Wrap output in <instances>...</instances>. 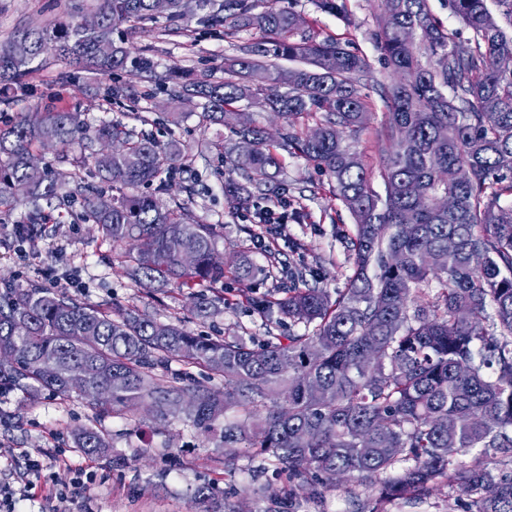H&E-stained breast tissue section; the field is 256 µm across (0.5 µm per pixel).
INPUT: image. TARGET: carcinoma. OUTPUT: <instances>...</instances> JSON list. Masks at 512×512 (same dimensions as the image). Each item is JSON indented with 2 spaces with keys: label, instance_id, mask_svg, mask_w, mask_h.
<instances>
[{
  "label": "carcinoma",
  "instance_id": "1",
  "mask_svg": "<svg viewBox=\"0 0 512 512\" xmlns=\"http://www.w3.org/2000/svg\"><path fill=\"white\" fill-rule=\"evenodd\" d=\"M385 17L372 34L397 81L379 90L388 110L389 143L377 193L360 154L347 137L361 132L374 104L364 93L373 70L369 56L333 39L318 40L296 26L288 6L256 11L254 0H224V36L256 29L264 37L239 46L225 62L228 78L203 73L187 78L176 67L158 76L155 89L173 99H200L202 123L222 122L244 101L281 118L279 139L255 124L233 129L224 162L237 178L224 194L241 207L263 198L282 168L284 150L327 176L333 195L350 212L354 228L347 252V288L331 297L309 284L271 300L249 295L253 310L277 309L305 331L250 344L241 336L195 335L180 325L133 311L112 312L39 285L0 279V392H50L68 397L67 378L85 377L86 396L128 416L147 404L159 417L181 411L206 438L243 445L288 473V494L330 484L343 473L359 484L383 474L379 502L417 501L445 483L466 497L464 512H512V71L497 59L512 54V0H448L469 30L441 27L428 0H377ZM316 9L354 25L348 0H314ZM100 24L76 21L22 31L0 49V103L23 87L32 64L48 53L69 66L110 76L130 69L153 72L147 56H131L119 25L155 15L153 0H100ZM290 62V66L282 62ZM267 74L255 87L250 76ZM316 121L313 138L298 120ZM53 139L61 152L78 148L115 188L107 196L85 189L80 219L120 248L119 263L135 282L176 279L205 311L224 302L202 289L224 278L212 263L215 224L190 220L183 204L166 205L139 187L167 190L184 158L179 143L135 136L112 122L90 126L76 112L44 110L0 118V213L23 200L30 208L12 238L31 242L60 223L62 213L38 201L66 195L65 183L45 171L36 180L27 161ZM119 139L127 150L104 162L95 145ZM454 198L441 210L436 200ZM457 241L448 251V238ZM478 250L481 266L472 263ZM184 251L195 266L180 262ZM400 256L397 265L387 255ZM466 308L470 318L456 320ZM53 359L60 373L38 365ZM172 362L206 366L224 378V390L195 382L189 373L164 384L155 370ZM112 391H107V382ZM194 399L184 407L181 400ZM237 410L236 422L225 421ZM76 447L108 457V437L94 426L75 433ZM502 459L490 461L486 449ZM479 451L470 463L461 453Z\"/></svg>",
  "mask_w": 512,
  "mask_h": 512
}]
</instances>
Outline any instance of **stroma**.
I'll use <instances>...</instances> for the list:
<instances>
[{"label": "stroma", "instance_id": "35a3bbf8", "mask_svg": "<svg viewBox=\"0 0 512 512\" xmlns=\"http://www.w3.org/2000/svg\"><path fill=\"white\" fill-rule=\"evenodd\" d=\"M223 5L224 0H184L179 21L162 15L153 21L123 24L121 31L133 50L154 60L157 72L169 66L188 73L206 69L220 79L224 60L235 55L236 43L261 37L255 30L233 39L225 37L223 27L209 21L211 15L222 13ZM289 5L318 38L352 42L376 60L378 52L366 38L383 24L376 0H348L354 20L350 28L317 12L311 0H289ZM97 6L98 0H0V44L22 29L94 14ZM395 79L394 72L376 60L366 92L376 98L379 89ZM119 81L125 98L115 105L104 98L110 78L65 68L49 55L35 66L24 87L12 91L5 110L12 115L47 107L76 112L89 124L119 122L137 135L159 133L167 113H180L171 131L187 160L163 198L185 203L194 220L221 225L217 249L224 257L225 271H232L243 258L257 266V274L248 281L257 296L282 297L288 290L285 271L290 267L310 268L308 283L329 292L346 288L352 269L344 238L352 232L353 219L311 163L284 155L280 176L285 197L299 201L304 219L271 226L257 223L252 210L238 207L224 195V181L231 171L216 146L223 143L227 127L200 126L196 101H176L157 92L151 74L125 72ZM387 120L386 108L377 103L367 127L350 140L373 172L372 186L378 191L383 188L377 172L386 154L382 132ZM45 160L62 173L72 192L69 213L35 244L6 247L0 243L1 278L12 277L23 285L57 286L91 304L134 309L163 323H181L203 336H242L259 343L271 336L300 333V326L254 312L229 277L207 288V296L223 295L224 303L204 313L176 282L137 286L130 270L114 262L111 244L102 241L95 226L79 218L81 191L99 181L93 165L83 164L75 151L61 162L52 152ZM188 185L193 188L189 194L184 191ZM90 425L108 436L111 459L75 447L74 430ZM31 457L50 460L52 466L43 471L30 496L17 498V512H370L375 505L382 512H462V495L444 485L412 506L399 500L378 504L377 487L350 481L278 502L273 493L286 480L267 459L241 452L233 467L225 468L220 440H206L182 420H163L145 412L128 417L103 410L76 393L63 398L46 392L36 396L17 390L1 392L0 483L22 486ZM260 468L271 494L256 495L247 489L251 471ZM201 485L211 487L213 493L205 505L193 497Z\"/></svg>", "mask_w": 512, "mask_h": 512}]
</instances>
